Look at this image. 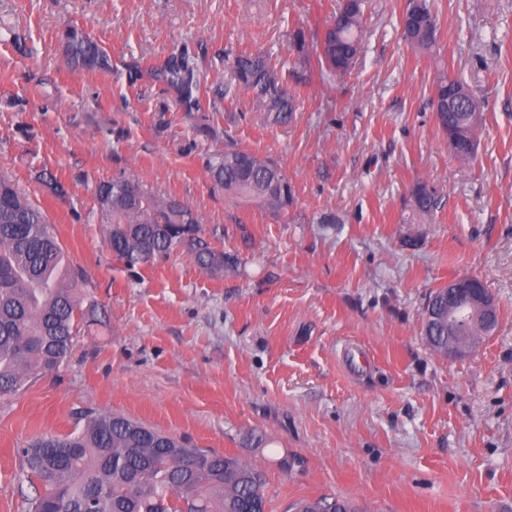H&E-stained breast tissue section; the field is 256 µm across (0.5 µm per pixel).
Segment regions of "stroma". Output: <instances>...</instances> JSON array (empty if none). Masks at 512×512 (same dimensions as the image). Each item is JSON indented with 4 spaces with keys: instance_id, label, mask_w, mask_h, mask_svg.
I'll list each match as a JSON object with an SVG mask.
<instances>
[{
    "instance_id": "obj_1",
    "label": "stroma",
    "mask_w": 512,
    "mask_h": 512,
    "mask_svg": "<svg viewBox=\"0 0 512 512\" xmlns=\"http://www.w3.org/2000/svg\"><path fill=\"white\" fill-rule=\"evenodd\" d=\"M338 3L0 0V172L55 224L86 273L79 296L106 314L57 370L0 397V512H22L28 492L17 449L91 409L257 464L266 512L330 494L361 512H512V0H434L436 59L403 40L405 0H366L354 69L323 74L289 36L323 31ZM72 27L108 69L67 66ZM241 53L282 63L288 123L265 121L232 80L226 59ZM180 56L189 97L163 72ZM440 61L483 103L466 163L432 111ZM228 149L281 166L288 207L217 187L210 167ZM124 174L190 203L235 268L116 260L96 188ZM420 181L441 204L410 224ZM464 275L499 325L444 356L422 312Z\"/></svg>"
}]
</instances>
